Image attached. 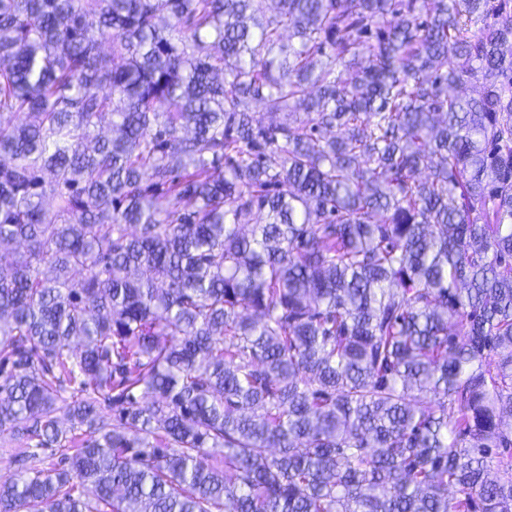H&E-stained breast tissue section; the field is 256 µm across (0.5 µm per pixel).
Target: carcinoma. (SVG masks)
Listing matches in <instances>:
<instances>
[{"instance_id":"obj_1","label":"carcinoma","mask_w":512,"mask_h":512,"mask_svg":"<svg viewBox=\"0 0 512 512\" xmlns=\"http://www.w3.org/2000/svg\"><path fill=\"white\" fill-rule=\"evenodd\" d=\"M276 2L0 0V512H512V0ZM26 448V445L15 440L9 431L0 432V473L15 472L17 466L14 464V457L26 450L38 454L33 464L39 468L49 467L47 463H54L57 468H62L64 465V463L60 464V461L64 458V454L67 453L66 448ZM42 459H45L44 465L42 464Z\"/></svg>"}]
</instances>
